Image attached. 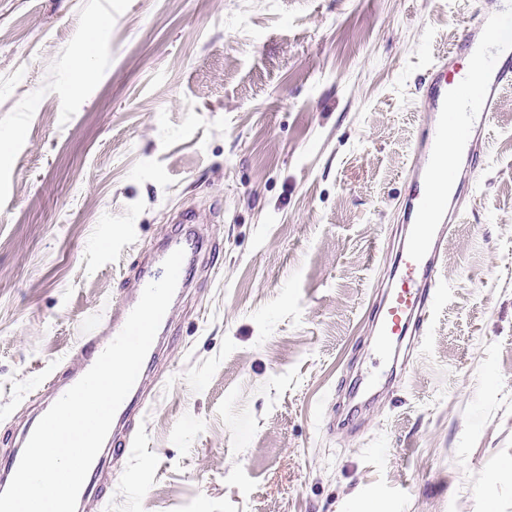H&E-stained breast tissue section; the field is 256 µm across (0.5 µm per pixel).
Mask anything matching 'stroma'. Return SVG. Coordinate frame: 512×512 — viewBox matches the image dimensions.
Segmentation results:
<instances>
[{
  "instance_id": "obj_1",
  "label": "stroma",
  "mask_w": 512,
  "mask_h": 512,
  "mask_svg": "<svg viewBox=\"0 0 512 512\" xmlns=\"http://www.w3.org/2000/svg\"><path fill=\"white\" fill-rule=\"evenodd\" d=\"M501 2L0 0V459L195 206L215 257L83 512H512V89L400 385L320 418L375 369L429 72Z\"/></svg>"
}]
</instances>
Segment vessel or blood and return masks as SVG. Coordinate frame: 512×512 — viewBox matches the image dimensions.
I'll return each instance as SVG.
<instances>
[{"label": "vessel or blood", "instance_id": "obj_1", "mask_svg": "<svg viewBox=\"0 0 512 512\" xmlns=\"http://www.w3.org/2000/svg\"><path fill=\"white\" fill-rule=\"evenodd\" d=\"M500 36L484 14H477L463 28L447 59L435 65L427 84L420 122L428 133L419 145L403 210L404 235L396 256L400 275L383 292L373 318L379 357L389 356L395 343L414 348L426 333L441 293L438 269L448 236L467 204L465 188L482 161L485 131L497 108V95L512 85V54L491 57L484 51L485 44ZM461 56L470 58L471 65L467 76L456 81L449 74ZM449 152L458 164L445 170L439 159ZM182 221L187 225L185 232L167 238L152 255L131 265L122 297L90 317L78 350L84 368H91L120 333L143 288L162 277L163 262L175 250L185 253L178 285L190 284L205 239L196 228L197 214L183 216ZM80 378V373L69 370L48 376L43 384L45 399L55 403ZM144 405L142 386L134 384L115 414L117 426L109 430L92 462L82 492L100 483L107 459L119 460L132 452L131 425Z\"/></svg>", "mask_w": 512, "mask_h": 512}]
</instances>
